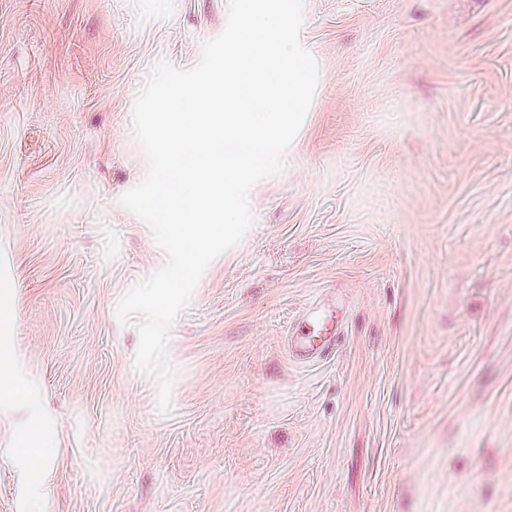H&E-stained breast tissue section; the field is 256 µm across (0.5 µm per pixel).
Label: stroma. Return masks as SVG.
<instances>
[{"instance_id":"stroma-1","label":"stroma","mask_w":512,"mask_h":512,"mask_svg":"<svg viewBox=\"0 0 512 512\" xmlns=\"http://www.w3.org/2000/svg\"><path fill=\"white\" fill-rule=\"evenodd\" d=\"M227 12L0 0V512H512V0H305L318 88L169 329V414L135 371L116 306L166 255L119 202L133 103ZM315 329V326L313 330H305L303 328L301 336H296L292 340L290 349L299 360H311L318 356L322 357L333 350L336 344V336H321L322 333L319 334L320 336H312ZM316 340H320L322 343L318 345ZM39 447V433L36 430L28 431L22 435L18 442V451L24 454L29 462L28 476L33 483L44 480L46 462Z\"/></svg>"}]
</instances>
